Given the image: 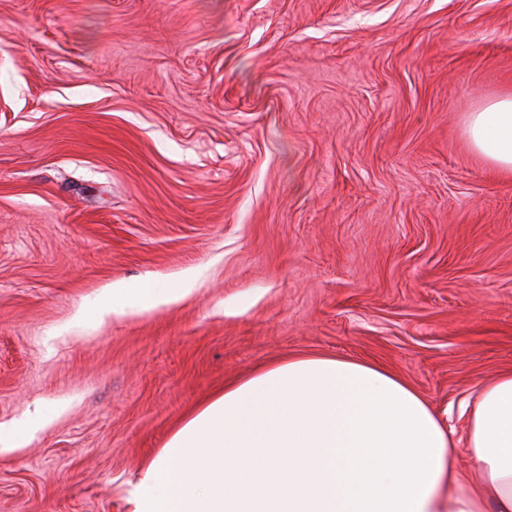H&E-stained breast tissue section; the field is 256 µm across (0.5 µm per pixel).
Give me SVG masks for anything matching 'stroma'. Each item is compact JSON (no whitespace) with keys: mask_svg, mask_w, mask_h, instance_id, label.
Segmentation results:
<instances>
[{"mask_svg":"<svg viewBox=\"0 0 512 512\" xmlns=\"http://www.w3.org/2000/svg\"><path fill=\"white\" fill-rule=\"evenodd\" d=\"M512 0H0V512H129L226 384L400 375L463 439L512 370ZM177 303L74 326L117 282ZM467 135L473 149L491 167L512 174V95L472 112ZM41 423L40 417H35L27 426L23 429H13L11 427L2 426L0 427V452H10L15 448H18V443L22 435L30 430L37 428Z\"/></svg>","mask_w":512,"mask_h":512,"instance_id":"35a3bbf8","label":"stroma"}]
</instances>
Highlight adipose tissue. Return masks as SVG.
<instances>
[{
	"mask_svg": "<svg viewBox=\"0 0 512 512\" xmlns=\"http://www.w3.org/2000/svg\"><path fill=\"white\" fill-rule=\"evenodd\" d=\"M467 135L512 174V95L471 113ZM192 291L189 278L116 285L75 322L147 312ZM126 501L130 512H512V372L479 385L459 445L423 395L380 366L325 356L269 365L188 417Z\"/></svg>",
	"mask_w": 512,
	"mask_h": 512,
	"instance_id": "1",
	"label": "adipose tissue"
}]
</instances>
